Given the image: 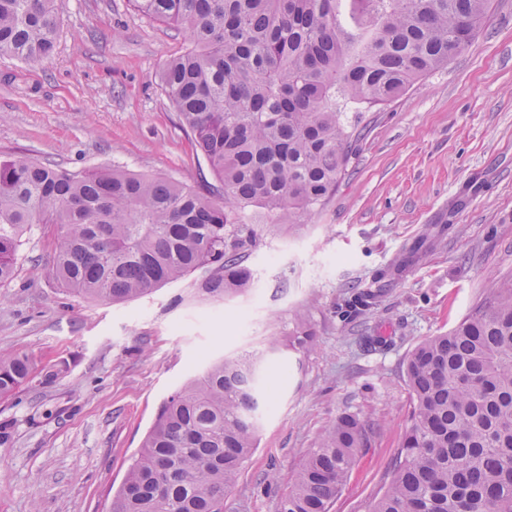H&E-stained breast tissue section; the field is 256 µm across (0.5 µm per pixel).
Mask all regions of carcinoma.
Here are the masks:
<instances>
[{
    "mask_svg": "<svg viewBox=\"0 0 512 512\" xmlns=\"http://www.w3.org/2000/svg\"><path fill=\"white\" fill-rule=\"evenodd\" d=\"M183 29L190 46L160 85L224 192L162 176L75 172L0 160V287L34 226L60 236L49 274L91 300L125 302L196 271L213 298L251 286L244 253L254 207L301 224L336 193L358 140L340 106L386 104L476 39L490 0H131ZM54 0H0V55L53 53ZM274 343L226 357L171 395L112 499L111 512H224L257 448L261 382ZM33 361L0 352V398ZM413 400L391 479L372 512H512V278L447 334L420 342ZM343 414L316 440L281 512H330L368 447Z\"/></svg>",
    "mask_w": 512,
    "mask_h": 512,
    "instance_id": "1",
    "label": "carcinoma"
}]
</instances>
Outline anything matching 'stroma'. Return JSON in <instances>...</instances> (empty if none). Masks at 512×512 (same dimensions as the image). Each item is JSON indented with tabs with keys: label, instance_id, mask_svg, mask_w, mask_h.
I'll return each instance as SVG.
<instances>
[{
	"label": "stroma",
	"instance_id": "stroma-1",
	"mask_svg": "<svg viewBox=\"0 0 512 512\" xmlns=\"http://www.w3.org/2000/svg\"><path fill=\"white\" fill-rule=\"evenodd\" d=\"M55 15L42 65L0 56V159L214 184L158 80L185 32L129 0H55ZM349 116L362 136L323 207L300 224L243 211L254 280L238 295H203L193 273L125 303L82 298L50 277L59 240L37 227L0 290V351L37 360L32 381L0 398V512H110L161 404L211 362L272 340L259 446L224 512H278L344 413L373 435L330 512H369L409 423L411 351L512 277V0H492L447 66ZM370 290V308L347 312ZM299 319L312 334L303 348Z\"/></svg>",
	"mask_w": 512,
	"mask_h": 512
}]
</instances>
